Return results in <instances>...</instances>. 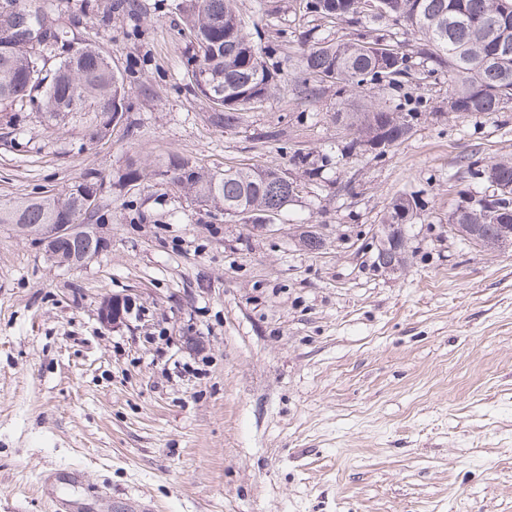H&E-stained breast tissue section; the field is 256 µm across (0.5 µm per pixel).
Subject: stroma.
<instances>
[{"mask_svg": "<svg viewBox=\"0 0 512 512\" xmlns=\"http://www.w3.org/2000/svg\"><path fill=\"white\" fill-rule=\"evenodd\" d=\"M16 0L69 48L97 46L124 75L110 136L94 113L46 121L0 108V197L60 192L86 174L112 185L80 267L0 224V512H48L45 473L86 512H512V247L449 238L460 194L489 192L468 162L512 161V100L449 112L447 66L416 56L401 25L374 34L412 52L400 85L302 84L299 53L354 26L300 0H237L255 42L277 45L279 81L232 130L194 92L179 0ZM414 113L384 155L347 144L381 102ZM317 162L307 174L294 153ZM275 168L300 191L277 231L225 217L163 174L169 159ZM149 178L132 180L133 169ZM418 193L404 266L372 270L351 239L391 199ZM318 250L299 246L302 229ZM129 295L117 328L101 301Z\"/></svg>", "mask_w": 512, "mask_h": 512, "instance_id": "stroma-1", "label": "stroma"}]
</instances>
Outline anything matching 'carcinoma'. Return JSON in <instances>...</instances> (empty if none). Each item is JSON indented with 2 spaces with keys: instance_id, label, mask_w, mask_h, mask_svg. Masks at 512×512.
I'll return each instance as SVG.
<instances>
[{
  "instance_id": "obj_1",
  "label": "carcinoma",
  "mask_w": 512,
  "mask_h": 512,
  "mask_svg": "<svg viewBox=\"0 0 512 512\" xmlns=\"http://www.w3.org/2000/svg\"><path fill=\"white\" fill-rule=\"evenodd\" d=\"M362 0H304L306 11L331 22L403 25L422 40L417 54L448 64L454 87L448 111L464 115L496 112L512 100V0H380L382 11L364 13ZM193 53L189 59L196 92L213 109V121L234 128L240 111L263 103L275 86L277 69L267 64V51L255 46L236 9V0H180ZM305 78L364 88L378 82L396 84L409 73V54L399 44L372 39L360 32L346 42L315 41L302 49ZM45 58L13 31L11 16L0 9V104L38 102L50 119L86 109L101 114L93 136H106L126 110L124 77L96 48L81 45L67 54L51 76ZM397 107L378 105L358 117L355 139L388 144L405 137L407 123L391 115ZM169 179L203 202L224 207L227 216L255 223L266 211H281L291 201L288 177L277 169L257 167L205 170L187 162L168 169ZM485 174L509 196L469 204L455 214L456 224H512V162L484 165ZM103 179L94 174L58 194L0 198V224H89L101 208ZM421 204L419 195L399 197L387 216L390 224L408 222L405 213Z\"/></svg>"
}]
</instances>
